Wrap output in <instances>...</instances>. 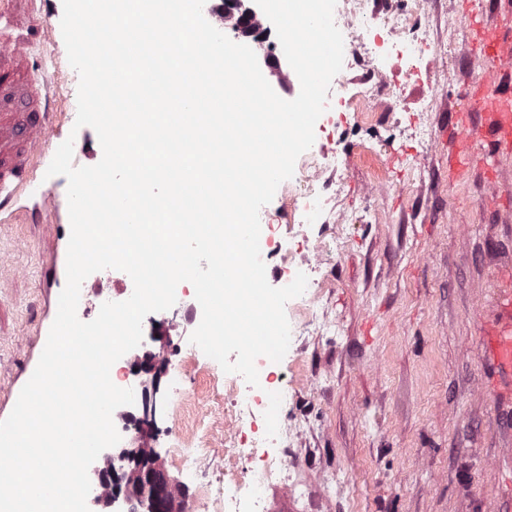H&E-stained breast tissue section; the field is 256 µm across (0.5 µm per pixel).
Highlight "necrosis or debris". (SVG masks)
Returning <instances> with one entry per match:
<instances>
[{
    "label": "necrosis or debris",
    "mask_w": 512,
    "mask_h": 512,
    "mask_svg": "<svg viewBox=\"0 0 512 512\" xmlns=\"http://www.w3.org/2000/svg\"><path fill=\"white\" fill-rule=\"evenodd\" d=\"M432 0H340L334 22L350 46L352 61L366 65V73L356 92H349L344 79H337L328 92L326 113L332 126H340L348 116L369 121L372 113L394 111L397 101L405 95L412 77L417 73L421 54L436 52L437 47L425 21ZM396 60L394 74H387L385 64ZM336 165V158L323 148H310L296 163L287 200L292 215H304L310 202L329 189L327 170ZM337 228L330 235L317 238H283L282 227L265 224L261 234L268 255L279 257L280 282L289 284L297 274V257L313 254L316 261L339 256L347 238L340 227L343 214H332ZM322 284L311 280L305 292L285 305L292 337L320 330L322 321L316 313ZM258 386H248L239 375L224 373L221 366L207 357L199 347L186 350L178 373H203L209 380L203 399L223 405L224 416L208 420L204 416L186 419L183 409L191 396L175 388L176 410L166 428L172 440L173 460L182 470H210L213 478L200 483L196 495L185 501L184 512H265L251 488L272 480L278 473H287L288 459L266 457L262 466L248 468L245 454H258L264 449L287 448L299 442L300 428L285 425L278 402L285 390L280 376L268 358L256 360Z\"/></svg>",
    "instance_id": "1"
}]
</instances>
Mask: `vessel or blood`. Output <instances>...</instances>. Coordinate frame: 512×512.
Listing matches in <instances>:
<instances>
[{
	"mask_svg": "<svg viewBox=\"0 0 512 512\" xmlns=\"http://www.w3.org/2000/svg\"><path fill=\"white\" fill-rule=\"evenodd\" d=\"M24 3L36 18L38 0H0V212L25 191L38 145L52 137L58 115L49 107L43 62L35 52L36 39H51L54 21L40 26L37 37L16 21V5ZM475 47L487 64L483 76L467 81L464 99L481 112L483 122L462 123L452 134L460 150L476 142H491L497 153H512V27H482ZM498 315L480 336L485 360L498 397L512 400V289L497 298Z\"/></svg>",
	"mask_w": 512,
	"mask_h": 512,
	"instance_id": "obj_1",
	"label": "vessel or blood"
}]
</instances>
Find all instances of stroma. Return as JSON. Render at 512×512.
<instances>
[{
	"instance_id": "stroma-1",
	"label": "stroma",
	"mask_w": 512,
	"mask_h": 512,
	"mask_svg": "<svg viewBox=\"0 0 512 512\" xmlns=\"http://www.w3.org/2000/svg\"><path fill=\"white\" fill-rule=\"evenodd\" d=\"M470 3L433 0L429 23L455 52L419 62V86L392 118L315 132L316 146L338 156L329 176L350 247L311 271L327 284L330 328L290 344L280 367L288 386L282 420L299 425L304 439L288 451L290 485L259 488L267 512H512V409L479 391V331L495 318L500 289L512 284V208L504 205L512 199V156L478 147L452 174L456 144L442 138L464 109L461 87L485 71L472 28L511 18L512 8L503 0ZM430 87L439 93L433 138L424 144L414 130L416 97ZM51 109L61 115L55 140L72 137L79 146L74 165H95L98 136L75 125L76 85L53 96ZM366 151L372 159L359 161ZM52 159L43 152L13 220L0 223V257L16 269L0 280V421L41 356L66 284L44 277L64 250L69 222L68 182L46 174ZM379 173L385 187L375 194ZM47 194L55 207H44ZM189 316L184 304L158 313L143 329L146 352L178 362L195 329ZM174 319L180 325L172 330ZM172 375L170 366L158 379L151 446L191 496L196 487L171 462L164 431Z\"/></svg>"
}]
</instances>
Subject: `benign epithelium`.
I'll return each mask as SVG.
<instances>
[{
	"label": "benign epithelium",
	"instance_id": "1",
	"mask_svg": "<svg viewBox=\"0 0 512 512\" xmlns=\"http://www.w3.org/2000/svg\"><path fill=\"white\" fill-rule=\"evenodd\" d=\"M214 9L237 19L233 27L236 37L250 38L264 43V31L253 26L259 7L254 0H222ZM166 368V359L148 354L135 364V372L152 375L151 383H142V417L138 426L140 447L124 448L118 459L127 467H115L112 459L97 472V481L91 484L89 496L96 504L111 507L116 503L125 512H182L181 498L174 494L176 483L168 476L155 452L149 448L152 426L156 415V401L150 388L156 387L157 373Z\"/></svg>",
	"mask_w": 512,
	"mask_h": 512
}]
</instances>
